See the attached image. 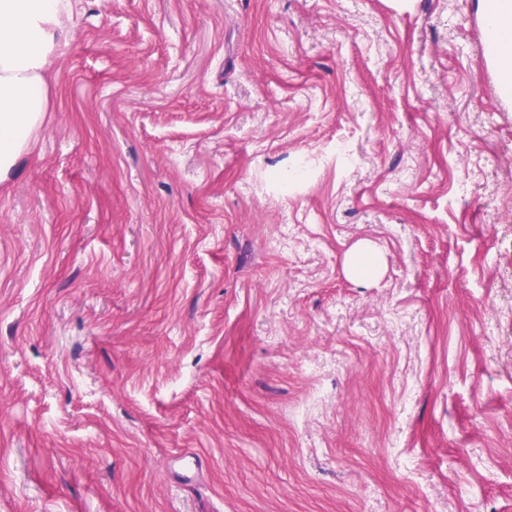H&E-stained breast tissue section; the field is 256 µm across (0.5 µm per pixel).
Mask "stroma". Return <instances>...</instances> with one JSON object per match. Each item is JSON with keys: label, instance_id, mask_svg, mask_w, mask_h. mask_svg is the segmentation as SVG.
Segmentation results:
<instances>
[{"label": "stroma", "instance_id": "stroma-1", "mask_svg": "<svg viewBox=\"0 0 512 512\" xmlns=\"http://www.w3.org/2000/svg\"><path fill=\"white\" fill-rule=\"evenodd\" d=\"M481 13L76 0L0 182V512H512ZM364 257L371 260L370 273L376 274L381 266L377 251L368 243L356 245L346 256V270L352 276H363L364 273L358 268V261Z\"/></svg>", "mask_w": 512, "mask_h": 512}]
</instances>
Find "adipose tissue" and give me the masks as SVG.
I'll return each instance as SVG.
<instances>
[{
    "instance_id": "obj_1",
    "label": "adipose tissue",
    "mask_w": 512,
    "mask_h": 512,
    "mask_svg": "<svg viewBox=\"0 0 512 512\" xmlns=\"http://www.w3.org/2000/svg\"><path fill=\"white\" fill-rule=\"evenodd\" d=\"M72 0H0V182L27 151L48 110V71L63 55ZM497 65L512 84V0H484Z\"/></svg>"
}]
</instances>
